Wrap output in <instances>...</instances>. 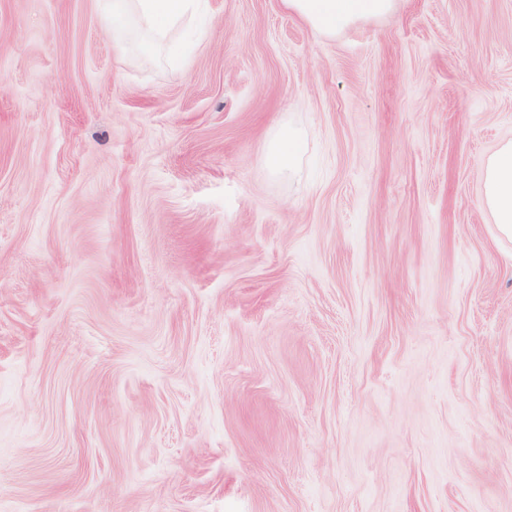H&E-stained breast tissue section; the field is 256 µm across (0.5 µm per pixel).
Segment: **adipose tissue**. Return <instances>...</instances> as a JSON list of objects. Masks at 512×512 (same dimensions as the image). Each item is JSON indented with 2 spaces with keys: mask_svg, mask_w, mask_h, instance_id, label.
<instances>
[{
  "mask_svg": "<svg viewBox=\"0 0 512 512\" xmlns=\"http://www.w3.org/2000/svg\"><path fill=\"white\" fill-rule=\"evenodd\" d=\"M112 16V41L122 45L133 30L144 33L150 44L168 40L190 19L197 0H104ZM288 10L312 29L336 36L346 28L393 13L396 0H284ZM303 135L291 126L276 128L267 151L271 172L291 174L299 170ZM482 206L491 216L501 239L512 241V139L502 141L483 168Z\"/></svg>",
  "mask_w": 512,
  "mask_h": 512,
  "instance_id": "ef3b65f1",
  "label": "adipose tissue"
}]
</instances>
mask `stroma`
Here are the masks:
<instances>
[{
	"label": "stroma",
	"instance_id": "obj_1",
	"mask_svg": "<svg viewBox=\"0 0 512 512\" xmlns=\"http://www.w3.org/2000/svg\"><path fill=\"white\" fill-rule=\"evenodd\" d=\"M192 38L0 0V512H512V0ZM303 147V135L291 126L276 128L267 151V167L272 173L299 172V158ZM482 206L498 236L512 241V139L502 141L483 168Z\"/></svg>",
	"mask_w": 512,
	"mask_h": 512
}]
</instances>
